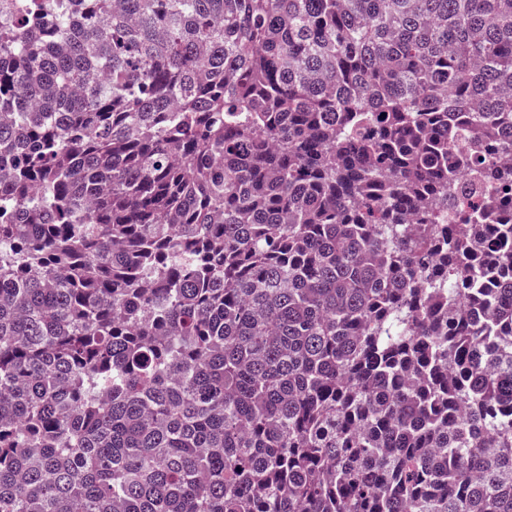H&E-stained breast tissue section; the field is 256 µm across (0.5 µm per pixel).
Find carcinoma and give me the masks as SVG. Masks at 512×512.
<instances>
[{
	"label": "carcinoma",
	"instance_id": "1",
	"mask_svg": "<svg viewBox=\"0 0 512 512\" xmlns=\"http://www.w3.org/2000/svg\"><path fill=\"white\" fill-rule=\"evenodd\" d=\"M512 0H0V512H512Z\"/></svg>",
	"mask_w": 512,
	"mask_h": 512
}]
</instances>
